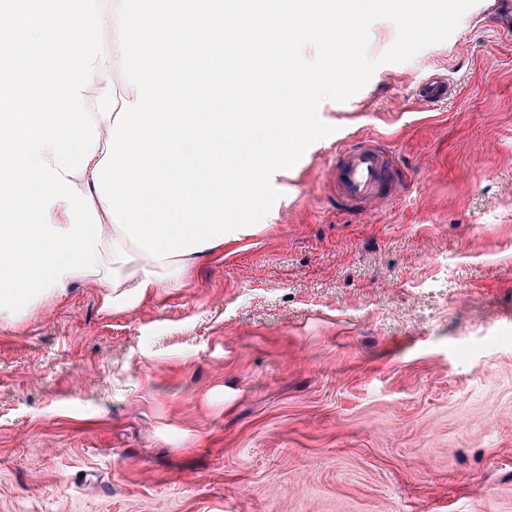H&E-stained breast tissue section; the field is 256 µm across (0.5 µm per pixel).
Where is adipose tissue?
I'll return each mask as SVG.
<instances>
[{"mask_svg":"<svg viewBox=\"0 0 512 512\" xmlns=\"http://www.w3.org/2000/svg\"><path fill=\"white\" fill-rule=\"evenodd\" d=\"M121 20L120 37L91 38L89 26L111 25L112 13L80 0L75 14L33 11L29 40L17 41L18 14L0 5L9 59L29 57L35 43L73 44L83 59L75 72L41 69L25 96L0 81V325L18 327L77 283L105 288L112 311L138 306L259 232L239 221L240 195L298 149L307 118L297 91L280 89L277 112H228L220 98L202 107L160 63L157 31L199 42L216 69L228 45L258 30L289 45L336 37L325 0H233L227 12L211 0H138ZM115 55L137 63L117 97L103 86ZM229 130L242 146L235 159L219 154Z\"/></svg>","mask_w":512,"mask_h":512,"instance_id":"obj_1","label":"adipose tissue"}]
</instances>
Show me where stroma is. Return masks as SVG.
Masks as SVG:
<instances>
[{
	"label": "stroma",
	"mask_w": 512,
	"mask_h": 512,
	"mask_svg": "<svg viewBox=\"0 0 512 512\" xmlns=\"http://www.w3.org/2000/svg\"><path fill=\"white\" fill-rule=\"evenodd\" d=\"M477 0L273 175L268 226L112 313L0 328V512H512V34ZM455 89L413 97L432 72ZM397 198L340 205L341 138Z\"/></svg>",
	"instance_id": "obj_1"
}]
</instances>
